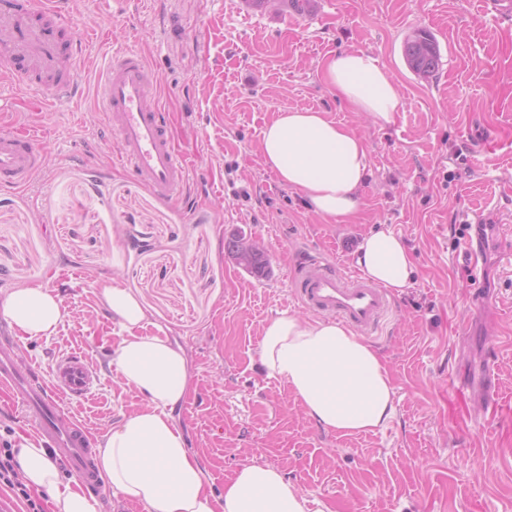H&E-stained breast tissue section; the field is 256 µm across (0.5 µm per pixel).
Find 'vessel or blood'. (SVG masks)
<instances>
[{
    "label": "vessel or blood",
    "instance_id": "1",
    "mask_svg": "<svg viewBox=\"0 0 512 512\" xmlns=\"http://www.w3.org/2000/svg\"><path fill=\"white\" fill-rule=\"evenodd\" d=\"M0 29L12 35L0 45V88L25 92L35 111L51 106L58 95L75 92L86 42L69 24L68 0H0ZM152 86L143 57L131 51L108 65L100 96L105 121L120 143L121 163L155 195L170 200L185 182L188 164L174 145L164 112L150 103ZM42 158L38 129H0V186H27ZM294 294L310 313L367 335L377 331L392 306L388 289L354 269L336 272L319 253L302 258ZM90 384L80 359L57 362L49 384L38 370L19 371L11 343L0 344V391L18 399L47 446L59 451L72 474L94 489L103 482L94 462V439L59 401L60 394L77 396Z\"/></svg>",
    "mask_w": 512,
    "mask_h": 512
}]
</instances>
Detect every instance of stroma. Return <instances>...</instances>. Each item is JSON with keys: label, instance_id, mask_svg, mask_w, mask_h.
<instances>
[{"label": "stroma", "instance_id": "obj_1", "mask_svg": "<svg viewBox=\"0 0 512 512\" xmlns=\"http://www.w3.org/2000/svg\"><path fill=\"white\" fill-rule=\"evenodd\" d=\"M70 8L77 36L106 35L87 47L76 96L36 113L14 93L1 97L18 122L41 127L44 163L26 188H0V289L41 283L65 308L56 335H15L20 365L48 380L59 358L84 359L95 380L61 401L95 436L139 408L111 363L116 332L94 286L117 273L149 310L144 334L189 357L192 389L178 414L216 496L258 461L294 481L311 512H512V18H492L484 0H317L304 16L248 0ZM418 28L440 48L426 80L404 59ZM350 50L393 74L403 106L392 123L352 111L323 84L324 61ZM126 51L148 61L152 101L189 164L169 201L123 169L104 124L101 74ZM287 106L328 113L365 140L354 221L315 214L264 167L262 132ZM477 222L486 257L475 268L464 249ZM378 228L402 237L415 268L367 338L392 374L396 411L382 429L343 437L267 378L257 351L270 319L304 312L287 270L311 251L351 265ZM236 234L264 244L267 276L227 254ZM493 392L503 414L490 421L480 409Z\"/></svg>", "mask_w": 512, "mask_h": 512}]
</instances>
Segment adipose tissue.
Instances as JSON below:
<instances>
[{
    "mask_svg": "<svg viewBox=\"0 0 512 512\" xmlns=\"http://www.w3.org/2000/svg\"><path fill=\"white\" fill-rule=\"evenodd\" d=\"M322 81L353 111L381 124L390 123L402 105L392 75L362 51L328 57ZM260 152L264 166L300 191L317 215L344 222L357 218L368 151L355 130L321 111L285 108L265 127ZM354 262L385 288L402 292L413 285L411 253L391 230L364 236ZM97 286L120 333L112 347L120 383L143 399L99 444L98 466L113 495L144 512H309V500L296 484L261 462L241 466L225 484L223 497L214 495L174 416L191 390L185 350L169 339L142 335L147 309L120 278ZM0 316L22 335L49 337L63 319V300L42 284L0 289ZM258 358L267 377L284 380L325 430L368 432L394 415L395 386L383 355L343 323L280 315L264 325ZM19 461L27 486L49 493L52 512H99L98 501L78 481L62 483L44 446L25 440Z\"/></svg>",
    "mask_w": 512,
    "mask_h": 512,
    "instance_id": "obj_1",
    "label": "adipose tissue"
}]
</instances>
